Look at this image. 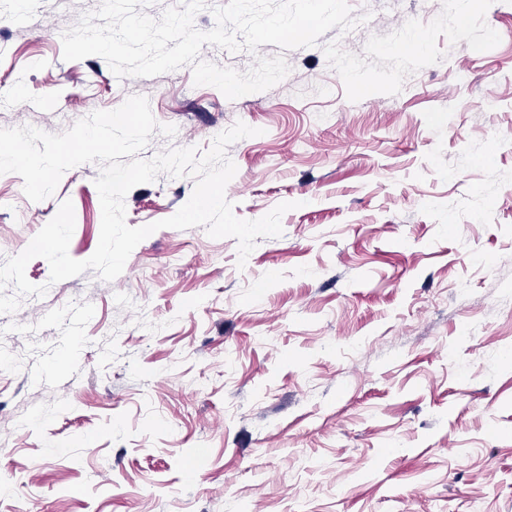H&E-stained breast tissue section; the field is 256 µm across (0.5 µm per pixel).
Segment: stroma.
Instances as JSON below:
<instances>
[{
  "instance_id": "1",
  "label": "stroma",
  "mask_w": 512,
  "mask_h": 512,
  "mask_svg": "<svg viewBox=\"0 0 512 512\" xmlns=\"http://www.w3.org/2000/svg\"><path fill=\"white\" fill-rule=\"evenodd\" d=\"M350 9L359 26L313 47L203 46L242 72L288 62L230 100L187 66L120 79L63 60L88 0H0V128L58 134L142 95L176 128L148 159L241 121L258 134L227 148L234 214L293 205L242 268L201 226L155 231L110 282L28 263L48 290L0 320V512H512V0ZM99 172L67 170L40 202L0 175V264L66 200L88 259ZM193 189L132 188L127 224Z\"/></svg>"
}]
</instances>
